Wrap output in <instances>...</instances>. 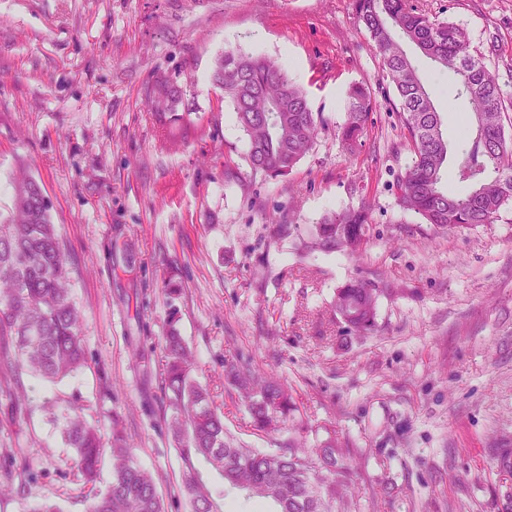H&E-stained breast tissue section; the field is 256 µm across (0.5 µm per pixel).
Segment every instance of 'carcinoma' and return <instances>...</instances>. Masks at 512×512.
<instances>
[{
    "mask_svg": "<svg viewBox=\"0 0 512 512\" xmlns=\"http://www.w3.org/2000/svg\"><path fill=\"white\" fill-rule=\"evenodd\" d=\"M355 8L382 59L384 77L396 89L413 144L412 164L397 179L400 205L441 230L493 223L512 205V137L502 121L498 74L471 52L461 26L420 13L408 0H355ZM399 38L414 43L452 75L456 99L467 102L474 115L461 146L448 144L441 113ZM213 82L224 91L248 136L250 165L269 176L290 173L312 150L319 130L329 125L269 57L227 50L214 60ZM150 94L167 101L165 109L156 111L161 128L183 121L176 112L175 86L159 83ZM371 109L366 91L352 87L344 120L336 125L346 151H354ZM451 157L455 178L464 186L460 192L443 186ZM10 187L11 206L0 211V340L14 350L15 371L60 380L86 359L67 259L42 185L23 175L12 179ZM368 220L364 209L327 214L299 237L298 253L358 255L366 250ZM377 303V290L354 278L336 289L331 308L349 329L361 332L375 324ZM176 323L170 318L161 378L171 409L167 428L181 463L179 492L191 512H223L224 489L202 479L197 467L201 460L230 487L272 501L275 512H362L352 474L366 464L365 451L329 432L313 458L291 427L288 440L276 448L260 450L238 441L224 426V414L214 406L210 390L195 379L194 355ZM224 381L243 400L247 424L257 436L282 431L298 411L294 389L272 373L226 360ZM53 418L60 423L78 474L95 483L104 452L100 429L85 422L76 406L53 413ZM110 452L116 460L112 481L93 497L89 512H164L153 475L135 461L118 430L112 431ZM34 478L29 465L17 482L12 473H4L0 496L25 493Z\"/></svg>",
    "mask_w": 512,
    "mask_h": 512,
    "instance_id": "1",
    "label": "carcinoma"
}]
</instances>
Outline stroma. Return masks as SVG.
Segmentation results:
<instances>
[{
	"mask_svg": "<svg viewBox=\"0 0 512 512\" xmlns=\"http://www.w3.org/2000/svg\"><path fill=\"white\" fill-rule=\"evenodd\" d=\"M409 4L465 29L512 118V0ZM403 48L457 142L468 115L446 70ZM231 49L277 60L332 122L287 176L248 162V138L212 80ZM160 81L179 88L187 116L165 132L146 104ZM355 83L373 109L349 155L335 125ZM412 157L354 0H0V208L28 164L52 204L86 344L85 365L54 384L11 372L0 350V381L21 386L15 403L0 392V472L28 462L39 472L0 512L42 500L87 512L112 479L107 455L95 485L76 476L52 405L79 406L107 435L120 421L166 512H189L160 377L172 320L237 438L271 445L225 391L227 359L287 379L308 442L332 430L365 449V512H512L497 454L512 448V206L494 223L435 233L398 204ZM362 206L370 241L357 261L300 257L270 222L306 229ZM172 275L184 291L170 305ZM356 276L379 293L362 337L331 314L336 288ZM385 482L399 494L374 498Z\"/></svg>",
	"mask_w": 512,
	"mask_h": 512,
	"instance_id": "35a3bbf8",
	"label": "stroma"
}]
</instances>
